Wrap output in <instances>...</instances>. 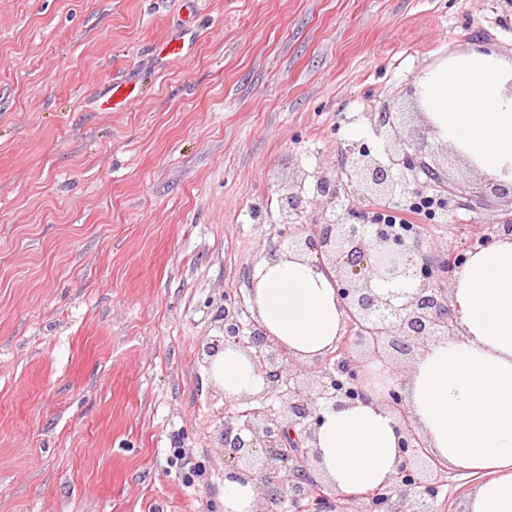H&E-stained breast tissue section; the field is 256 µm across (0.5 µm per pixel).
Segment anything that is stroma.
Instances as JSON below:
<instances>
[{"instance_id": "obj_1", "label": "stroma", "mask_w": 512, "mask_h": 512, "mask_svg": "<svg viewBox=\"0 0 512 512\" xmlns=\"http://www.w3.org/2000/svg\"><path fill=\"white\" fill-rule=\"evenodd\" d=\"M475 45L512 58V0H0V512H224L205 351L286 229L277 186L379 147L386 108L444 179L407 175L448 201L423 247L512 225L414 95ZM121 81L138 101L99 111Z\"/></svg>"}]
</instances>
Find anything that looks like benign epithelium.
I'll return each mask as SVG.
<instances>
[{
  "instance_id": "obj_1",
  "label": "benign epithelium",
  "mask_w": 512,
  "mask_h": 512,
  "mask_svg": "<svg viewBox=\"0 0 512 512\" xmlns=\"http://www.w3.org/2000/svg\"><path fill=\"white\" fill-rule=\"evenodd\" d=\"M396 119L381 111L374 120L383 149L366 144L341 152L340 172L315 176V194L324 208L336 211L341 195L349 190L394 203L417 190L401 173L421 169L438 182V172L422 159L421 150L409 152L397 138ZM303 189L288 187L282 198V220L306 212ZM287 249L310 256L335 273L336 291L345 313V332L334 349L319 359L311 382L291 369L288 349L272 340L254 320L248 326L224 309V339L240 347L265 379L263 391L232 403L225 416L222 444L224 465L234 478L252 481L268 503L286 502L291 512H404L400 502L415 497L412 512H431L441 487L447 484V465L431 453L423 436L412 425L398 384L386 391L385 405L399 424L400 460L391 485L364 495L344 497L316 476V430L321 409L331 404L367 398L365 364L382 360L389 351L413 355L438 338L457 331V315L449 290L439 286L445 275L464 263V254L448 251L450 261L440 264L423 253L419 242L391 236L367 224H353L341 214L334 219H313L283 236L271 251ZM389 255L395 263L409 259L415 291L397 307L374 293L375 276L392 275L379 258Z\"/></svg>"
}]
</instances>
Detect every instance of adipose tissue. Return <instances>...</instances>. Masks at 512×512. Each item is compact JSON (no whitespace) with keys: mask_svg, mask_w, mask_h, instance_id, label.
Here are the masks:
<instances>
[{"mask_svg":"<svg viewBox=\"0 0 512 512\" xmlns=\"http://www.w3.org/2000/svg\"><path fill=\"white\" fill-rule=\"evenodd\" d=\"M415 95L439 142L487 179L512 186L511 60L481 47L451 51L421 77ZM252 288L257 321L294 360L323 356L344 329L333 282L307 256L266 254ZM449 298L458 329L411 359L405 403L434 454L475 478L465 512H512V235L470 253ZM209 377L230 400L265 386L229 341L213 356ZM399 439L382 386L374 384L367 400L324 410L317 474L344 496L387 486Z\"/></svg>","mask_w":512,"mask_h":512,"instance_id":"1","label":"adipose tissue"}]
</instances>
